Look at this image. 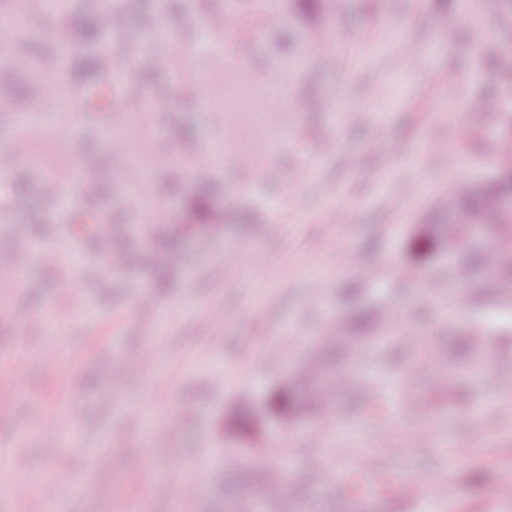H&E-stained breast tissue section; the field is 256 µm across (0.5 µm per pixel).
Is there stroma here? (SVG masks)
Listing matches in <instances>:
<instances>
[{"label": "stroma", "instance_id": "obj_1", "mask_svg": "<svg viewBox=\"0 0 512 512\" xmlns=\"http://www.w3.org/2000/svg\"><path fill=\"white\" fill-rule=\"evenodd\" d=\"M99 2L52 13L0 0L36 66L0 87L14 101L0 112V248L37 242L0 266V356L24 375L23 399L0 406V455L25 461L32 488L23 500L0 489V512H44L37 486L56 474L89 484L73 512H232L260 500L258 477L280 448L275 512H512L496 495L512 468V399L496 387L512 349L478 360L467 344L475 328L512 336V294L479 262L485 247L512 245V231L448 252L457 184L484 188L505 165L490 149L512 130V72L501 67L512 0L491 12L316 0L309 15L276 0L284 21L272 32L259 0H122L129 35L148 16L179 34L172 72L133 75L112 93L123 111L90 112L72 96L98 85L86 27ZM189 11L229 12L227 33L181 29ZM60 40L83 43V58H58ZM242 58L244 103L214 106ZM445 73L459 79L454 93L434 84ZM44 78L58 87L48 99ZM148 100L155 111H134ZM113 131L128 152L110 150ZM69 171L88 196L43 191ZM17 196L25 208L11 205ZM455 261L470 270L462 306L448 286ZM389 309L403 326L374 336ZM344 369L356 379L334 395V434L270 408L296 373ZM447 371L455 390L439 384ZM30 396L43 414L28 415ZM459 412L469 425H456ZM156 438L166 456L153 465ZM384 441L390 493L344 499ZM320 463L331 483L316 482Z\"/></svg>", "mask_w": 512, "mask_h": 512}]
</instances>
